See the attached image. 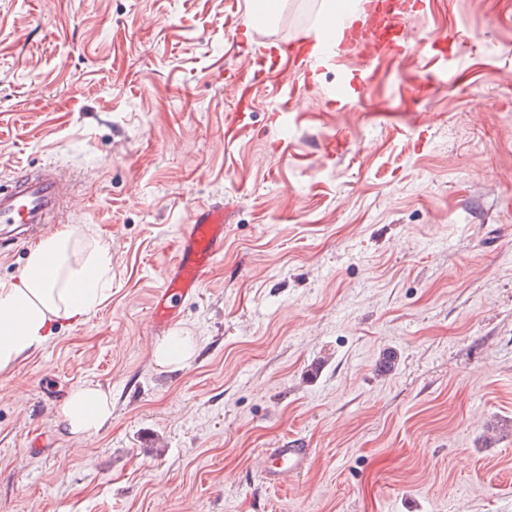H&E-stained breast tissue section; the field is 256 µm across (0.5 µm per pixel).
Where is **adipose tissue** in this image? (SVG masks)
Returning a JSON list of instances; mask_svg holds the SVG:
<instances>
[{
	"label": "adipose tissue",
	"instance_id": "obj_1",
	"mask_svg": "<svg viewBox=\"0 0 512 512\" xmlns=\"http://www.w3.org/2000/svg\"><path fill=\"white\" fill-rule=\"evenodd\" d=\"M112 252L103 242L83 247L74 229L58 230L28 253L18 281L0 282V371L42 345L55 322L82 318L104 299ZM112 418V395L90 385L74 388L59 420L74 437L97 434Z\"/></svg>",
	"mask_w": 512,
	"mask_h": 512
}]
</instances>
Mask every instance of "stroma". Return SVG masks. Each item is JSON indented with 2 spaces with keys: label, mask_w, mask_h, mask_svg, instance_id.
I'll use <instances>...</instances> for the list:
<instances>
[{
  "label": "stroma",
  "mask_w": 512,
  "mask_h": 512,
  "mask_svg": "<svg viewBox=\"0 0 512 512\" xmlns=\"http://www.w3.org/2000/svg\"><path fill=\"white\" fill-rule=\"evenodd\" d=\"M251 2L0 0V180L55 162L72 186L36 239L112 248L101 304L0 372V512H512V0H426L408 37H457L459 75L419 101L393 63L345 108L331 68L251 77L330 0L250 28ZM213 203L224 250L170 371L150 302ZM79 385L112 394L82 439ZM292 439L306 470L265 487ZM196 343L192 336H165L153 347V356L159 367H180L195 352ZM112 418V394L96 386H78L64 401L59 420L77 438L97 434Z\"/></svg>",
  "instance_id": "obj_1"
}]
</instances>
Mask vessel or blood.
Listing matches in <instances>:
<instances>
[{
	"instance_id": "b4317fda",
	"label": "vessel or blood",
	"mask_w": 512,
	"mask_h": 512,
	"mask_svg": "<svg viewBox=\"0 0 512 512\" xmlns=\"http://www.w3.org/2000/svg\"><path fill=\"white\" fill-rule=\"evenodd\" d=\"M413 13L412 0H395L387 11L380 10L377 0H361L358 15L336 14L311 37L280 44V51L297 64L290 85H310L313 70L333 68L348 60L356 61V68L342 72L335 85L323 88L324 97L351 101L358 84L371 82L377 70L390 61L410 63L419 57L434 61L433 69L419 74L421 85L454 75L461 59L445 52L447 36L429 34L414 45L408 41L406 23ZM66 186L63 174L38 172H23L0 184V247L13 250L27 243L33 230L55 212ZM224 219L221 206L196 208L155 295L151 307L154 328L170 326L179 315L181 302L201 288L205 274L224 248ZM309 456V449L294 441L271 449L263 461L262 477L270 486L285 487L303 471Z\"/></svg>"
}]
</instances>
